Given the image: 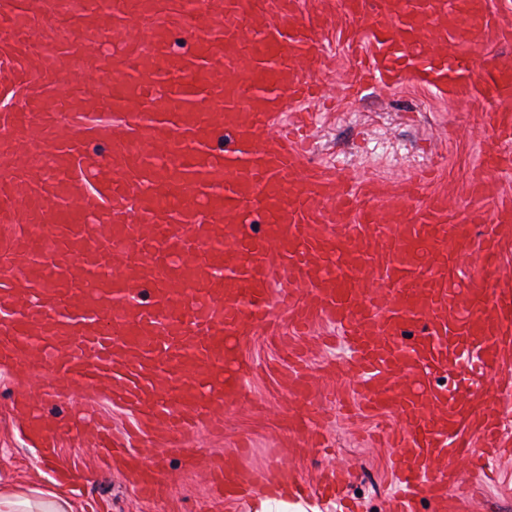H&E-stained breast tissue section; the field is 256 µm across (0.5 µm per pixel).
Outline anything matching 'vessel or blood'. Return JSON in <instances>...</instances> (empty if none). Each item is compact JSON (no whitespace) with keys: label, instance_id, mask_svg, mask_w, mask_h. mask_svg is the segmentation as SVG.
I'll list each match as a JSON object with an SVG mask.
<instances>
[{"label":"vessel or blood","instance_id":"b4317fda","mask_svg":"<svg viewBox=\"0 0 512 512\" xmlns=\"http://www.w3.org/2000/svg\"><path fill=\"white\" fill-rule=\"evenodd\" d=\"M340 5L356 82L481 96L496 134L484 163L512 173V59L473 54L512 42L511 11ZM334 24L305 0H0V364L48 377L22 400L46 452L81 439L137 459L154 495L142 447L223 423L248 388L245 336L293 300V335L333 323L361 407L398 423L396 512H444L449 480L495 463L512 395L437 378L512 371V196L475 181L459 220L442 194L403 204L414 181L354 186L310 165L288 115L322 98ZM467 258L480 273L463 281ZM301 361L289 353L288 382L309 424L320 405ZM75 390L74 413L43 417ZM103 400L132 413V442L112 441ZM216 470L254 478L226 455Z\"/></svg>","mask_w":512,"mask_h":512}]
</instances>
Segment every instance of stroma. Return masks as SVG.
<instances>
[{"instance_id":"1","label":"stroma","mask_w":512,"mask_h":512,"mask_svg":"<svg viewBox=\"0 0 512 512\" xmlns=\"http://www.w3.org/2000/svg\"><path fill=\"white\" fill-rule=\"evenodd\" d=\"M325 47L336 58L334 74L325 78L336 100L329 110L318 113L310 163L334 168L353 184L365 179L394 181L429 167L432 179L415 190L412 206L445 192L460 209H469L470 185L493 176L481 164L483 151L495 139L482 123L483 104L452 105L435 90L413 82L390 89L351 88L344 83L353 66L348 49L330 35ZM336 333L335 326L323 323L300 342L314 393L328 399L316 429L331 443V452L289 456L290 443L301 435L287 424L295 409L288 369L280 360L277 337L258 331L243 343L252 368L246 396L223 427L194 435L196 469L184 470L177 451L166 453L161 484L149 500L141 498L125 474L96 449L71 441L45 458L28 445L25 417L11 408L25 380L14 368L0 365V489L33 498L54 491V475L61 472L73 478L76 512H252L251 497L279 476L281 464H290L313 485L325 469L343 464L351 472L347 495L356 498L358 512H390L395 451L379 435L390 420L361 414L352 403L356 378L345 365L350 351ZM244 443L251 446L243 460L254 474L250 493L236 500L217 498L209 464ZM497 468L498 483L477 485L468 480L460 486L469 512H512V455L502 456Z\"/></svg>"}]
</instances>
